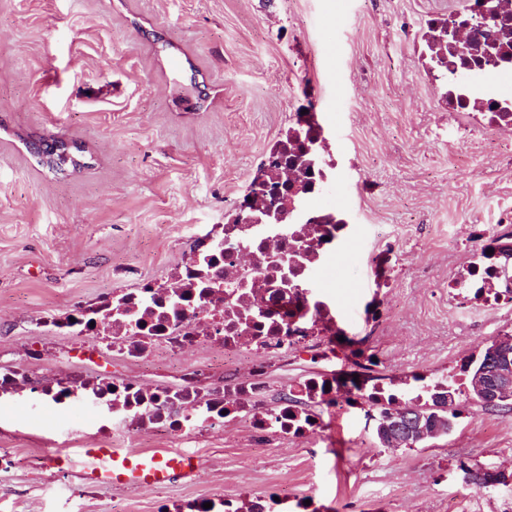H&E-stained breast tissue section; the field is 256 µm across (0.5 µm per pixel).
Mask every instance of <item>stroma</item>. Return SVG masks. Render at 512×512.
<instances>
[{
    "label": "stroma",
    "mask_w": 512,
    "mask_h": 512,
    "mask_svg": "<svg viewBox=\"0 0 512 512\" xmlns=\"http://www.w3.org/2000/svg\"><path fill=\"white\" fill-rule=\"evenodd\" d=\"M460 0H0V360L76 371L90 339L40 326L78 303L168 281L208 227L236 215L273 144L313 111L348 223L322 278L342 336L266 360L275 410L315 375L400 381L459 372L512 308L448 294L471 260L470 226L512 233V130L448 109L420 60L428 19ZM81 147L58 174L27 150ZM374 352L357 369L345 339ZM246 376L247 359L200 349L123 365L146 385L189 368ZM346 391L313 434L255 442L230 419L196 436L115 429L113 448L198 457L165 488L85 485L49 464L89 438L60 417L0 404V512H169L204 499L267 512H512V483L479 488L457 458L512 474V411L462 400L454 431L384 448Z\"/></svg>",
    "instance_id": "obj_1"
}]
</instances>
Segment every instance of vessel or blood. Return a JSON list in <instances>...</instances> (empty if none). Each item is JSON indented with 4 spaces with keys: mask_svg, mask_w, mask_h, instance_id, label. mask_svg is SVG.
<instances>
[{
    "mask_svg": "<svg viewBox=\"0 0 512 512\" xmlns=\"http://www.w3.org/2000/svg\"><path fill=\"white\" fill-rule=\"evenodd\" d=\"M79 455V477L94 486L164 487L198 470L192 455L169 451L140 454L102 444L80 449Z\"/></svg>",
    "mask_w": 512,
    "mask_h": 512,
    "instance_id": "vessel-or-blood-1",
    "label": "vessel or blood"
}]
</instances>
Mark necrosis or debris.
Listing matches in <instances>:
<instances>
[{
    "label": "necrosis or debris",
    "instance_id": "4bbe7bcc",
    "mask_svg": "<svg viewBox=\"0 0 512 512\" xmlns=\"http://www.w3.org/2000/svg\"><path fill=\"white\" fill-rule=\"evenodd\" d=\"M490 9L503 17L504 26L485 24ZM447 20L454 33L446 56L449 111L481 115L511 130L512 96L502 95L501 87L512 81V0H461ZM333 166L329 158L309 170L289 164L288 223L224 224L210 230V246L197 249L170 281L149 282L113 298L111 324L90 326L87 305L48 324L73 338L93 337L102 351L128 362L160 349L236 348L254 357L248 378L228 384L223 375L193 371L179 385L146 387L98 369L48 379L2 363L0 401L89 411L91 428L101 437L118 424L142 432L163 427L182 435L223 424L229 415L249 418L258 439L272 431H316L319 424L310 413L285 403L261 413L257 405L266 391L262 357L283 344L321 347L336 333L335 315L318 291V272L326 263L324 240L337 235L322 203L332 190ZM306 182L310 190L299 195ZM500 278L497 264L475 259L448 285L481 287V306L493 308L512 303V294L499 289Z\"/></svg>",
    "mask_w": 512,
    "mask_h": 512
}]
</instances>
